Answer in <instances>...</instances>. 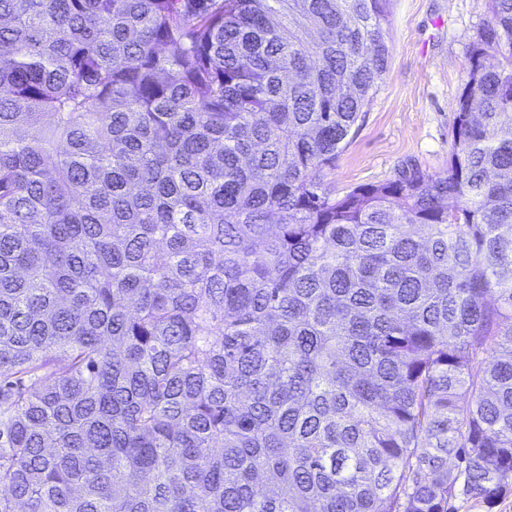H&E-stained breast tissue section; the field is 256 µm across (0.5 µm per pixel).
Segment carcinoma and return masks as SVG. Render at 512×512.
Listing matches in <instances>:
<instances>
[{
    "instance_id": "carcinoma-1",
    "label": "carcinoma",
    "mask_w": 512,
    "mask_h": 512,
    "mask_svg": "<svg viewBox=\"0 0 512 512\" xmlns=\"http://www.w3.org/2000/svg\"><path fill=\"white\" fill-rule=\"evenodd\" d=\"M392 6L0 0V512L512 490V0L448 167L338 197Z\"/></svg>"
}]
</instances>
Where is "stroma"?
I'll return each instance as SVG.
<instances>
[{"label": "stroma", "mask_w": 512, "mask_h": 512, "mask_svg": "<svg viewBox=\"0 0 512 512\" xmlns=\"http://www.w3.org/2000/svg\"><path fill=\"white\" fill-rule=\"evenodd\" d=\"M486 17L487 0H394L388 70L325 175L338 194L411 164L447 167L466 54Z\"/></svg>", "instance_id": "1"}]
</instances>
